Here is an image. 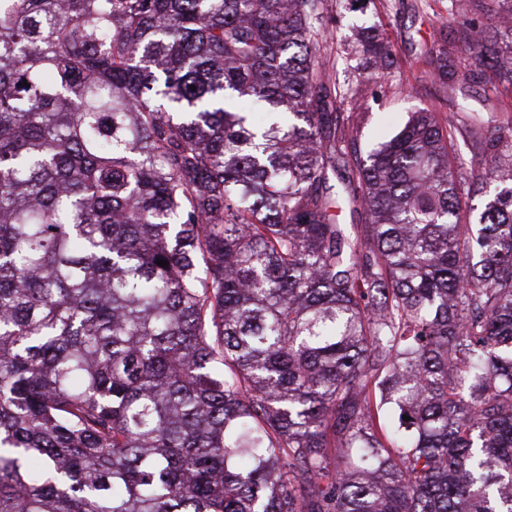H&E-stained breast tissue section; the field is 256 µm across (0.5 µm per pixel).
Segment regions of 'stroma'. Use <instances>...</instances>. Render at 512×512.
<instances>
[{
  "label": "stroma",
  "instance_id": "35a3bbf8",
  "mask_svg": "<svg viewBox=\"0 0 512 512\" xmlns=\"http://www.w3.org/2000/svg\"><path fill=\"white\" fill-rule=\"evenodd\" d=\"M342 0H324L327 28L332 29L325 52L338 63L339 80L350 93L340 110L359 115L352 147L368 152L388 140L411 112L428 109L455 112L458 103L483 112L487 106L481 83L465 84L460 94L448 98L432 79L433 59L453 37L448 23V0H367L366 21H382L395 55V68L381 84H374L350 68L358 34L341 21Z\"/></svg>",
  "mask_w": 512,
  "mask_h": 512
}]
</instances>
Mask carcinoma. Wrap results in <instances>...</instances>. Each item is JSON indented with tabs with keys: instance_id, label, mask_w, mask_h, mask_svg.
<instances>
[{
	"instance_id": "carcinoma-1",
	"label": "carcinoma",
	"mask_w": 512,
	"mask_h": 512,
	"mask_svg": "<svg viewBox=\"0 0 512 512\" xmlns=\"http://www.w3.org/2000/svg\"><path fill=\"white\" fill-rule=\"evenodd\" d=\"M322 10L0 0V512H512V113L358 155ZM448 15L512 93V0Z\"/></svg>"
}]
</instances>
